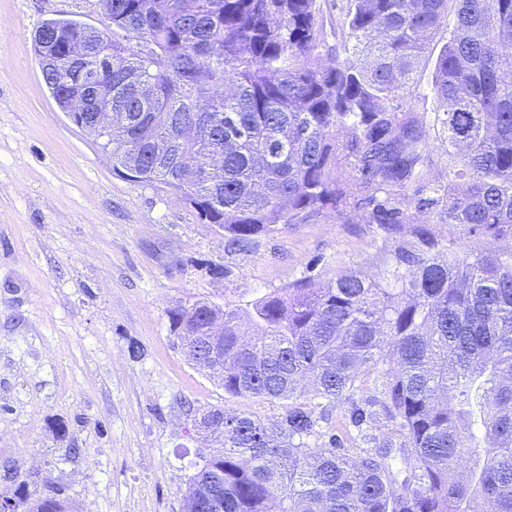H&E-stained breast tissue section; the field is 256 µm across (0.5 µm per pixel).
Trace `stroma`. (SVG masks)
<instances>
[{
  "mask_svg": "<svg viewBox=\"0 0 512 512\" xmlns=\"http://www.w3.org/2000/svg\"><path fill=\"white\" fill-rule=\"evenodd\" d=\"M104 27L98 0H0V495L54 492L75 512H181L197 453L216 451L203 410L265 423L284 400L235 398L185 356L170 309L246 307L336 274L377 275L391 247L362 221L350 166L339 210L283 226L246 251L160 182L112 168L68 120L33 47L42 22Z\"/></svg>",
  "mask_w": 512,
  "mask_h": 512,
  "instance_id": "stroma-1",
  "label": "stroma"
}]
</instances>
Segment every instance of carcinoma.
I'll use <instances>...</instances> for the list:
<instances>
[{
    "label": "carcinoma",
    "mask_w": 512,
    "mask_h": 512,
    "mask_svg": "<svg viewBox=\"0 0 512 512\" xmlns=\"http://www.w3.org/2000/svg\"><path fill=\"white\" fill-rule=\"evenodd\" d=\"M342 47L317 0H112L104 29L51 19L37 55L104 68L112 167L174 189L247 248L278 226L310 224L347 191L344 161L374 190L366 221L395 243L376 277L301 280L224 311L231 397L290 400L275 424L224 414V449L190 479L188 512H512V0H345ZM436 56L432 123L403 106ZM68 67L43 75L58 103ZM345 139H337L339 131ZM448 179L430 178V137ZM470 243L439 239L433 224ZM187 347L207 335L201 308L168 312ZM381 397L358 401L363 377ZM318 401L347 405L366 448H348ZM391 429L399 437L379 435ZM24 512H69L54 496Z\"/></svg>",
    "instance_id": "1"
}]
</instances>
